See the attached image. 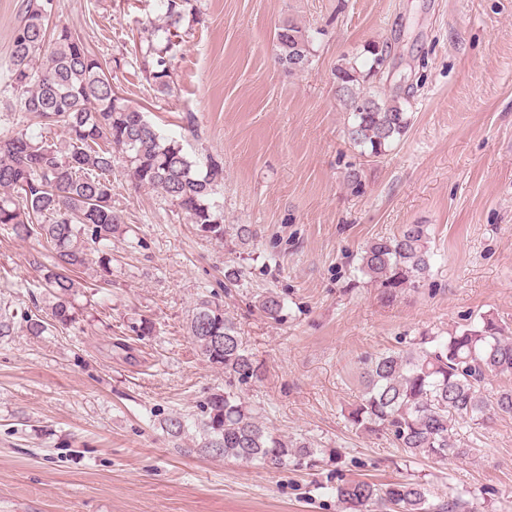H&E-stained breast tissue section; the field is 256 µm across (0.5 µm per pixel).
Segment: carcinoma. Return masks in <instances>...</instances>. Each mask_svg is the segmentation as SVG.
<instances>
[{
  "mask_svg": "<svg viewBox=\"0 0 512 512\" xmlns=\"http://www.w3.org/2000/svg\"><path fill=\"white\" fill-rule=\"evenodd\" d=\"M166 19L161 39L148 45L145 56L151 85L171 91V60L179 42L177 30L190 0H157ZM55 0H26L24 14L11 39L10 86L32 126L0 133V226L19 239L45 241L43 252L29 264L39 272V287L52 299L49 317H22L30 336L73 322L74 302L82 284L71 272L84 266L88 253L99 255L111 272L112 232L123 223L112 207V172L123 165L137 187L168 200L205 236L224 239V214L215 201L224 182V165L207 156L200 161L184 147L186 137H199L194 117L181 126L183 135H164L147 116L119 96L112 76L79 35L58 27L47 37L46 22ZM277 61L288 73L311 64L313 34L288 22L276 34ZM389 57L384 43H370L363 58L339 64L336 94L352 115L348 136L361 152L380 157L400 141L409 127L401 96L387 98L368 85ZM66 137L62 146L50 141L47 129ZM432 253L422 224H406L391 236L370 241L359 270L393 299L416 288L431 267ZM267 318L282 311L277 296L260 297ZM187 329L203 359L224 370V392L212 394L198 418L181 414L164 420L162 429L179 441L193 432L183 455L234 459L278 470L291 465L311 471L336 461L333 450L307 439L288 440L267 426L245 402L238 386L257 377L259 363L236 324L220 303L201 299ZM512 373V337L491 314L458 327L446 336H422L408 350H390L365 361L364 390L349 413L354 427L383 433L409 458L446 460L468 449L454 432L455 423H491L512 415V386L489 394L492 375ZM347 512H463L458 497L435 503L419 483L394 482L384 488L364 480L335 487Z\"/></svg>",
  "mask_w": 512,
  "mask_h": 512,
  "instance_id": "carcinoma-1",
  "label": "carcinoma"
}]
</instances>
